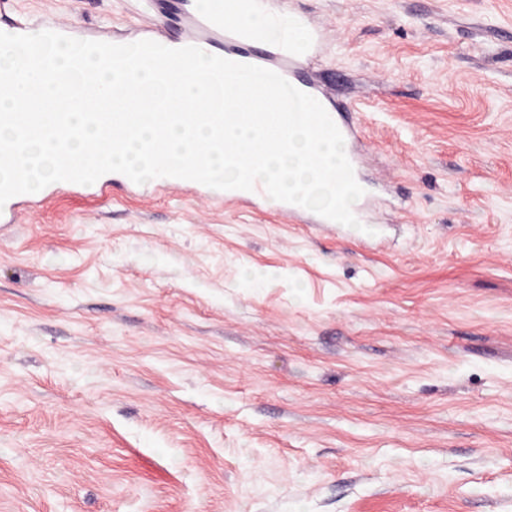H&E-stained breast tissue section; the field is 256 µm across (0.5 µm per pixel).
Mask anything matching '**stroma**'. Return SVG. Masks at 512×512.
I'll return each mask as SVG.
<instances>
[{"mask_svg": "<svg viewBox=\"0 0 512 512\" xmlns=\"http://www.w3.org/2000/svg\"><path fill=\"white\" fill-rule=\"evenodd\" d=\"M289 11L364 105V230L120 173L0 222V512H512V0Z\"/></svg>", "mask_w": 512, "mask_h": 512, "instance_id": "1", "label": "stroma"}]
</instances>
